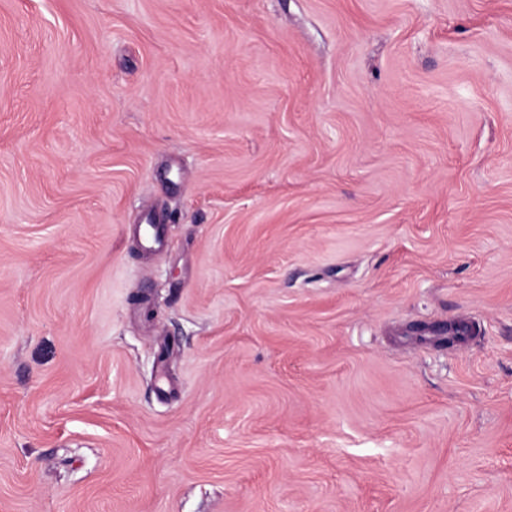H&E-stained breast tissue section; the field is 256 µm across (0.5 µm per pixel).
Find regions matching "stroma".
I'll list each match as a JSON object with an SVG mask.
<instances>
[{"label":"stroma","instance_id":"35a3bbf8","mask_svg":"<svg viewBox=\"0 0 512 512\" xmlns=\"http://www.w3.org/2000/svg\"><path fill=\"white\" fill-rule=\"evenodd\" d=\"M0 512H512V0H0Z\"/></svg>","mask_w":512,"mask_h":512}]
</instances>
